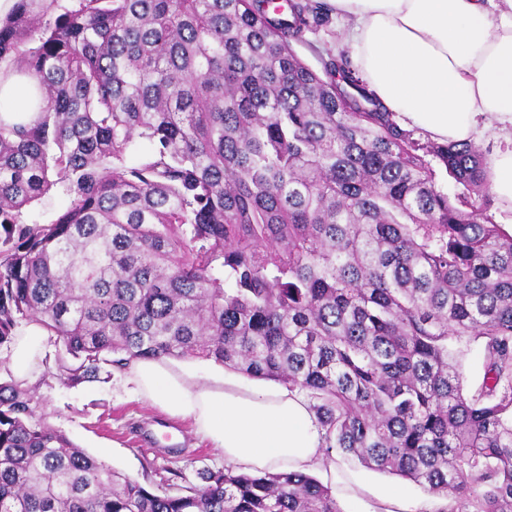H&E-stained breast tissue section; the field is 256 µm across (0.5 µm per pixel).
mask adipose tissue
<instances>
[{
	"label": "adipose tissue",
	"mask_w": 512,
	"mask_h": 512,
	"mask_svg": "<svg viewBox=\"0 0 512 512\" xmlns=\"http://www.w3.org/2000/svg\"><path fill=\"white\" fill-rule=\"evenodd\" d=\"M367 85L404 127L436 142L486 136L503 147L491 159L493 190L512 210V0H330ZM29 75L0 78V99L16 109L0 118L26 124L36 112ZM46 331L17 332L9 370L33 380ZM131 380L170 416L191 420L225 461L250 470L303 471L323 461L321 432L308 402L285 388L216 384L168 360H133Z\"/></svg>",
	"instance_id": "1"
}]
</instances>
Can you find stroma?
Wrapping results in <instances>:
<instances>
[{
  "mask_svg": "<svg viewBox=\"0 0 512 512\" xmlns=\"http://www.w3.org/2000/svg\"><path fill=\"white\" fill-rule=\"evenodd\" d=\"M345 47V27L306 33L293 46L300 59L321 70L328 53ZM64 348L47 336L43 374L36 381V417L62 430L78 446L105 465L138 481L147 472L173 470L176 486L199 485V474L224 468L223 454L198 436L190 420L164 415L137 391L126 370L110 368L103 381L77 387L48 375ZM332 488L343 512H389L392 494H400L404 512H430L433 503L422 489L399 477L367 470L333 457L312 470Z\"/></svg>",
  "mask_w": 512,
  "mask_h": 512,
  "instance_id": "stroma-1",
  "label": "stroma"
}]
</instances>
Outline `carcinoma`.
<instances>
[{
	"label": "carcinoma",
	"mask_w": 512,
	"mask_h": 512,
	"mask_svg": "<svg viewBox=\"0 0 512 512\" xmlns=\"http://www.w3.org/2000/svg\"><path fill=\"white\" fill-rule=\"evenodd\" d=\"M328 22L321 0H16L0 71L36 80L39 116L0 123V347L39 322L71 386L212 359L303 394L326 457L430 512H512V230L484 154L416 142L345 53L304 63L292 42ZM36 400L0 382V512H342L299 471L160 495ZM461 374L467 389L475 388L482 380L481 352L474 346L467 351L461 360Z\"/></svg>",
	"instance_id": "1"
}]
</instances>
